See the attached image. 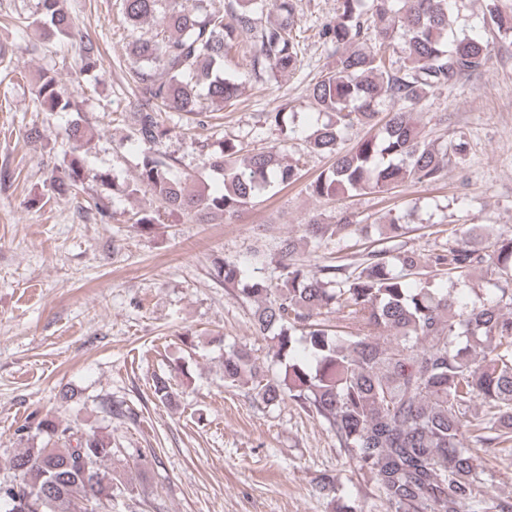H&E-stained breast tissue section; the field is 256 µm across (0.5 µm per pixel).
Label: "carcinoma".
<instances>
[{
  "mask_svg": "<svg viewBox=\"0 0 512 512\" xmlns=\"http://www.w3.org/2000/svg\"><path fill=\"white\" fill-rule=\"evenodd\" d=\"M59 0H39L48 38L78 47L79 72L97 68L99 45L76 33ZM121 0L132 27L156 17L161 31L129 46L137 95L131 136L141 147L129 192H149L160 211L136 214L149 229L161 213L235 219L272 187L302 177L299 164L284 161L293 112H267L265 123L281 142L248 153L237 163L241 143L224 139L203 166L224 178V191L205 193L177 173V161L159 146L170 128L164 115H203V103L231 105L245 81L265 73L284 76L303 68L293 31L301 24L296 0ZM483 20L512 37V13L499 0H483ZM273 8L277 18L262 23ZM448 0H336V16L317 37L328 61L308 87L311 107L326 116L308 136V152L331 166L307 185L311 196L382 192L443 177L444 160L464 158V134L448 132L435 146L413 118L437 91L481 72L492 59L490 43L458 36L448 23ZM238 50L247 72L228 74L225 61ZM35 111L67 112L73 103L55 73L35 82ZM364 134L349 149L350 132ZM69 159L49 180V190L77 196L85 179L80 149L89 130L76 122L66 131ZM86 211L107 223L112 212L100 198ZM302 238L317 251L334 238L355 241L365 226L352 213L335 221L312 215ZM425 253L366 246L354 264L295 262L297 239L276 244L277 277L248 274L236 262L217 267L224 287L256 301L252 328L273 343L282 366L276 376L245 349L224 346V383L251 385L267 406L289 397L321 420L336 437L348 463L369 472L386 512H512V501L487 496L488 472L481 449L512 441V230L490 241L480 228L451 230ZM489 274L486 287L455 296L444 284L466 282L472 272ZM172 374L152 379V395L175 406ZM28 446L9 460L13 480L0 483L6 512H112V499L133 494L132 483L112 471V432L79 424L62 414L45 415L17 429ZM37 436L46 444L36 445ZM334 512H356L340 495L336 475L318 481Z\"/></svg>",
  "mask_w": 512,
  "mask_h": 512,
  "instance_id": "carcinoma-1",
  "label": "carcinoma"
}]
</instances>
